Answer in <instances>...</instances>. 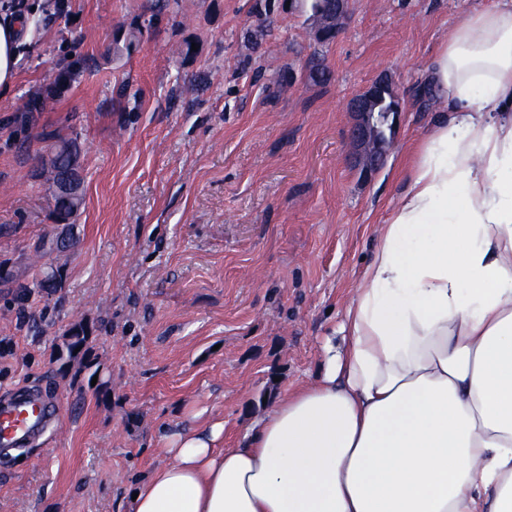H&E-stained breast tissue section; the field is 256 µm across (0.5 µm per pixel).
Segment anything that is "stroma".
<instances>
[{"label":"stroma","mask_w":512,"mask_h":512,"mask_svg":"<svg viewBox=\"0 0 512 512\" xmlns=\"http://www.w3.org/2000/svg\"><path fill=\"white\" fill-rule=\"evenodd\" d=\"M17 2L30 43L0 97V262L21 283L60 267L64 287L24 303L0 285V400L59 404L39 443L0 457V512H126L169 435L220 421L235 442L341 342L436 110L417 87L480 0H350L327 44L278 5L254 38L257 0ZM385 74L401 110L366 175L348 102ZM61 137L81 146L84 207L72 247L39 260L58 227L37 170ZM78 324L91 335L72 362L57 349Z\"/></svg>","instance_id":"35a3bbf8"}]
</instances>
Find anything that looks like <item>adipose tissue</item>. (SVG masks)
I'll return each mask as SVG.
<instances>
[{
  "label": "adipose tissue",
  "instance_id": "1",
  "mask_svg": "<svg viewBox=\"0 0 512 512\" xmlns=\"http://www.w3.org/2000/svg\"><path fill=\"white\" fill-rule=\"evenodd\" d=\"M23 19L0 20V96ZM440 102L344 310L342 348L217 447L175 435L130 512H512V0L431 61Z\"/></svg>",
  "mask_w": 512,
  "mask_h": 512
}]
</instances>
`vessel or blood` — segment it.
<instances>
[{"label": "vessel or blood", "instance_id": "obj_1", "mask_svg": "<svg viewBox=\"0 0 512 512\" xmlns=\"http://www.w3.org/2000/svg\"><path fill=\"white\" fill-rule=\"evenodd\" d=\"M57 403L33 393L0 405V447L18 448L37 436L57 416Z\"/></svg>", "mask_w": 512, "mask_h": 512}]
</instances>
